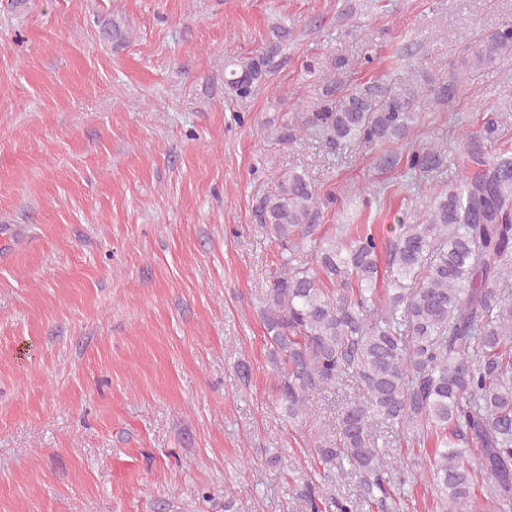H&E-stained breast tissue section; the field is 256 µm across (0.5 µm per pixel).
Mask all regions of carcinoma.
I'll return each instance as SVG.
<instances>
[{"label": "carcinoma", "instance_id": "1", "mask_svg": "<svg viewBox=\"0 0 512 512\" xmlns=\"http://www.w3.org/2000/svg\"><path fill=\"white\" fill-rule=\"evenodd\" d=\"M271 50L224 63V87L250 99L273 72ZM512 56V21L475 40L474 60L491 65ZM459 77L395 85L330 83L303 127L334 151L405 142V159L384 153L385 167L405 162L413 187L443 168L445 147L411 139L419 114L453 102ZM504 101L486 109L462 134L455 178L429 194L415 222L385 239L366 225L319 230L323 209L339 197L322 194L306 174H283L259 218L279 248V271L262 301L278 405L288 422L312 416L316 394L333 395L354 380L361 396L347 402L334 427L310 448L319 479L297 494L309 512H399L396 466L379 443L391 433L412 444L434 440L427 479L440 512H470L477 476L490 484L495 512H512V150L492 152ZM392 279L377 288L379 258ZM481 452L480 474L465 464ZM358 498L332 492L348 476Z\"/></svg>", "mask_w": 512, "mask_h": 512}]
</instances>
